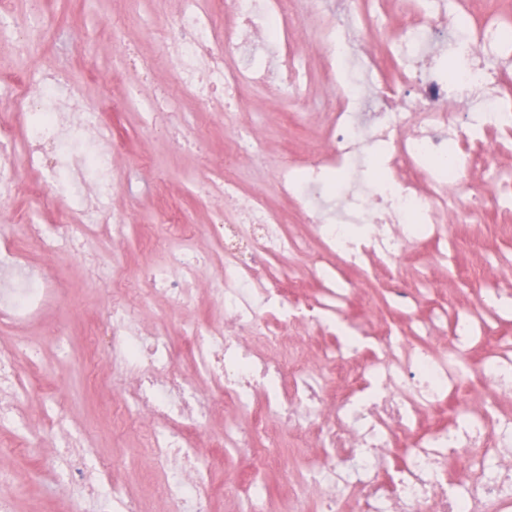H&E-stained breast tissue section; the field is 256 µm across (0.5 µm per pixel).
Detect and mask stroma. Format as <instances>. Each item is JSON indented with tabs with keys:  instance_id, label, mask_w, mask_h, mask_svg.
Instances as JSON below:
<instances>
[{
	"instance_id": "1",
	"label": "stroma",
	"mask_w": 512,
	"mask_h": 512,
	"mask_svg": "<svg viewBox=\"0 0 512 512\" xmlns=\"http://www.w3.org/2000/svg\"><path fill=\"white\" fill-rule=\"evenodd\" d=\"M52 40L47 52L22 62L13 61L8 48L0 46V80L10 81L26 70L56 66L69 71L77 81L84 101L99 108L112 124L116 148L112 170L116 177L109 214L129 218L131 233L126 240L99 238L90 245L100 256L97 273H89L82 256L48 259L26 223L61 227L72 205L68 194L52 192L40 198L20 193L0 199V228L7 229L24 261L42 268L65 290L52 299L32 320L4 324L0 322V347L29 339L41 340L45 359L37 364H22L21 370L32 388L27 401L28 421L33 429L43 425L42 408L53 400L64 402L68 419L84 429L94 443L96 456L111 459V475L123 481L127 461L141 434L138 421L112 428V404L124 388L134 381L131 373L112 375V361L99 356L95 362L96 381L83 377L88 359L87 336L102 318L112 300L114 283L128 284L144 267L165 261L172 242L164 235L163 221L169 214L189 224H206L222 203L203 200L197 192L210 171L224 163L226 127L252 125L261 139V154L240 156L236 173L245 187L258 190L275 204L283 200L272 184L276 167L289 163L309 151L319 150L315 130L322 120L320 101L329 89L320 78H313L302 110L301 120L288 122L282 113L278 92L253 88L246 92V108L241 112H223L196 104L189 96L178 94L174 73L161 58L160 35L176 19L179 0H42L40 6ZM135 44L155 67L154 87L171 92L178 111L184 112L195 126L199 147L185 148L162 140L154 128L144 122L139 106L125 103L127 88L136 83V72L122 67L119 46ZM458 241L446 261L431 271L438 295L429 296L424 309L433 308L438 299L463 307L475 306L482 282L512 290V218L490 212L473 224L453 230ZM418 270L415 257L404 258L391 271H380L372 279L377 288L372 301H365L362 286L352 283L356 302L354 315L366 318L373 329L399 321L398 311L386 302L384 283L389 277L410 279ZM222 265H214L200 274L194 284L193 301L173 303L157 296L143 305L139 316L144 325L164 324L176 349H184L182 328L189 323L202 326L218 323L224 306L216 300L211 283L221 277ZM10 430H0V468L9 469V481L0 482V496L13 497L15 512H65L69 498L65 490L49 495L50 470L58 453L52 442H44L34 454L7 456L13 447ZM248 463L229 456L223 468L213 471L211 486L218 512H233L235 504L227 489H241Z\"/></svg>"
}]
</instances>
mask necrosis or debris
I'll use <instances>...</instances> for the list:
<instances>
[{
    "mask_svg": "<svg viewBox=\"0 0 512 512\" xmlns=\"http://www.w3.org/2000/svg\"><path fill=\"white\" fill-rule=\"evenodd\" d=\"M224 9L229 19L218 23L200 0H183L164 45L183 93L236 112L246 88L269 85L301 105L316 70L334 90L319 157L274 173L279 192L305 208L320 239L317 286L302 297L286 290L285 259L308 252L286 216L232 179L213 182L210 193L237 215L230 224L215 213L205 229L222 253L224 275L213 291L224 320L185 326L189 346L179 351L163 328L148 329L123 301L113 302L87 344L106 351L113 365L140 371L113 406V420L155 421L146 450L162 474L166 512H215L211 470L198 465L190 430L207 421L218 399L253 421L247 430L225 427L218 442L225 453L249 457L260 438L275 446L279 435L263 431L270 419L322 452L316 467L284 481L279 497L254 478L241 493L240 512H304L311 484L322 489L320 512H512V418L498 409L500 397L512 392V345L491 340L501 294L486 291L479 308L463 312L437 306L425 320L413 314L421 289L394 278L390 300L409 318L372 333L349 315L344 286L348 271L364 276L374 263L391 268L415 245L439 244L489 206L512 212V182L486 194L471 192L464 179L475 165L492 166L497 155L512 152V87L503 83L512 67V12L488 10L482 0H404L379 56L365 51L372 26L355 19L347 0H313L326 49L315 69L295 49L304 13L286 12L283 0H224ZM48 42L37 17L18 18L9 0H0V43L16 58ZM122 58L141 76L134 94L147 118L173 112L169 95L152 92L150 67L136 51L124 48ZM451 59L465 69L455 82L448 79ZM491 59L498 69L488 67ZM63 82L60 72L37 71L0 89L18 119L0 127V189H15L22 166L37 174L39 191L76 182L89 167L101 171L71 208V230L33 226L50 255L105 233L122 237L126 228L125 218H103L110 146L97 141L90 150L74 149L104 122ZM454 98L462 99L463 111H449ZM367 224L373 234L347 238L348 228ZM171 230L184 245L147 279L187 305V282L202 267L192 246L198 228L176 220ZM55 289L1 233L0 320L35 315ZM303 322L335 336V344L271 358L288 327ZM474 351L484 383L476 396L466 389L465 356ZM202 380L213 398L201 397ZM28 396L16 349L1 347L0 427L13 431L17 452L55 441L56 479L70 491L75 512H143L135 488L108 487L111 462L91 460L89 442L59 404L50 405L42 430L29 429ZM431 415L438 422L430 427Z\"/></svg>",
    "mask_w": 512,
    "mask_h": 512,
    "instance_id": "obj_1",
    "label": "necrosis or debris"
}]
</instances>
